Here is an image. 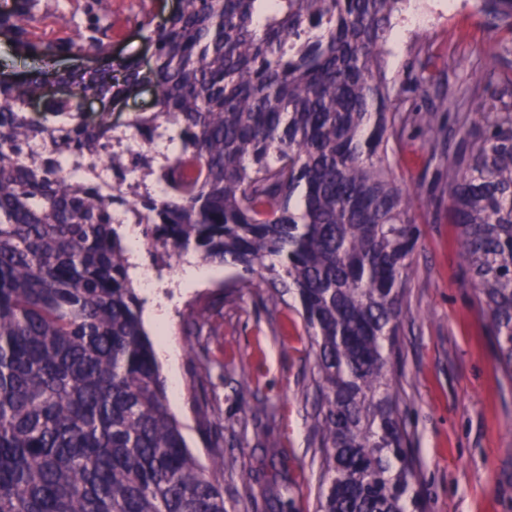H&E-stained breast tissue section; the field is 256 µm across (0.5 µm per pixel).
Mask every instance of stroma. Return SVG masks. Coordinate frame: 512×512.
<instances>
[{"mask_svg":"<svg viewBox=\"0 0 512 512\" xmlns=\"http://www.w3.org/2000/svg\"><path fill=\"white\" fill-rule=\"evenodd\" d=\"M161 17L180 0H112V53L150 68L141 5ZM84 0H40L38 36L60 38L86 24ZM399 53L386 76L402 111L446 113L444 95L476 87L486 98L507 90L503 48L512 35L485 23L475 0H409L397 19ZM434 55L425 90L412 91L421 48ZM389 159L421 229L409 315L399 343L403 410L426 512H512V384L497 344L472 298L448 203L439 197L448 167L433 158L419 128L391 143ZM208 281L162 288L178 348L168 378L172 413L192 454L213 468L227 512H264L287 484L295 512H316L321 450L314 429L317 370L292 294L271 302L267 283L236 287L237 271L211 266Z\"/></svg>","mask_w":512,"mask_h":512,"instance_id":"obj_1","label":"stroma"}]
</instances>
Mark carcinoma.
Instances as JSON below:
<instances>
[{"instance_id": "obj_1", "label": "carcinoma", "mask_w": 512, "mask_h": 512, "mask_svg": "<svg viewBox=\"0 0 512 512\" xmlns=\"http://www.w3.org/2000/svg\"><path fill=\"white\" fill-rule=\"evenodd\" d=\"M35 2L0 14L21 52L106 66L60 77L63 99H44L41 72L0 83V512H226L169 409L120 210L155 251L294 290L318 375L317 512H423L395 359L420 228L388 156L409 120L386 81L407 0H181L168 17L143 13L157 95L135 118L136 153L114 150L116 127L83 112L141 78L138 62L111 56V0H86L87 24L63 40L33 37ZM476 8L512 32V0ZM457 109L448 220L512 381V102L473 92ZM472 112L483 125H468ZM414 121L441 140L437 111ZM162 123L179 152L155 169ZM109 153L115 185L63 165ZM137 172L164 193L129 194Z\"/></svg>"}]
</instances>
